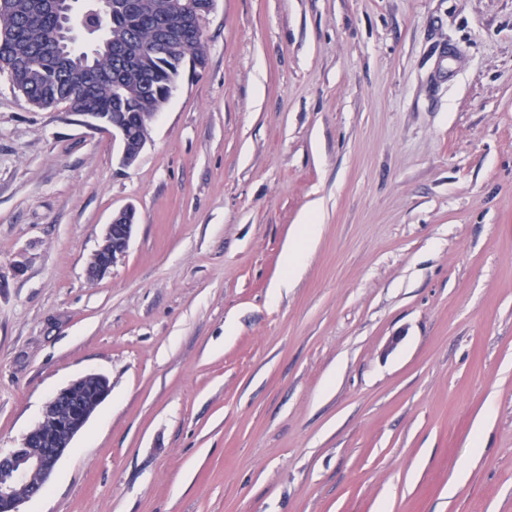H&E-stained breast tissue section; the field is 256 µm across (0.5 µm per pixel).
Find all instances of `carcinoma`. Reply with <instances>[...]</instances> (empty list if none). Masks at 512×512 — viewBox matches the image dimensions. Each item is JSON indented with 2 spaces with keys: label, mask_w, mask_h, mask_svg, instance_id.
I'll list each match as a JSON object with an SVG mask.
<instances>
[{
  "label": "carcinoma",
  "mask_w": 512,
  "mask_h": 512,
  "mask_svg": "<svg viewBox=\"0 0 512 512\" xmlns=\"http://www.w3.org/2000/svg\"><path fill=\"white\" fill-rule=\"evenodd\" d=\"M122 12L103 16L84 5L81 30L85 52L69 54L58 39L59 16L39 0H11L0 11V33L15 40L0 47V57L15 56L12 80L30 100H68L80 112H160L168 85L181 75L188 55L205 56L202 30L178 34L164 18L181 0H125ZM75 72L94 74L75 88Z\"/></svg>",
  "instance_id": "1"
}]
</instances>
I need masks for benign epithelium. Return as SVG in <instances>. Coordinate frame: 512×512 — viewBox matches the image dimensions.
Returning a JSON list of instances; mask_svg holds the SVG:
<instances>
[{
    "instance_id": "7a95c632",
    "label": "benign epithelium",
    "mask_w": 512,
    "mask_h": 512,
    "mask_svg": "<svg viewBox=\"0 0 512 512\" xmlns=\"http://www.w3.org/2000/svg\"><path fill=\"white\" fill-rule=\"evenodd\" d=\"M217 0H185L180 29L201 25ZM79 116L96 128H112L119 139L121 163L133 165L143 151L147 137L132 124L133 113L116 112L111 122L98 112H81ZM135 226V211L126 208L112 216L99 248L87 268L92 280L103 278L127 250ZM111 392L109 380L89 374L73 380L47 401L41 420L22 438L18 447L0 454V512H21L20 506L41 494L73 439L84 428L97 407Z\"/></svg>"
}]
</instances>
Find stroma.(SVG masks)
I'll return each mask as SVG.
<instances>
[{
	"label": "stroma",
	"mask_w": 512,
	"mask_h": 512,
	"mask_svg": "<svg viewBox=\"0 0 512 512\" xmlns=\"http://www.w3.org/2000/svg\"><path fill=\"white\" fill-rule=\"evenodd\" d=\"M201 27L129 167L0 73V451L112 385L23 512H512V0H218ZM134 226L135 211L132 208H126L112 216V222L107 224L102 242L89 262L87 275L90 279H102L126 252ZM316 217L307 219L306 224H302L299 236L296 242L289 246L288 251L283 256V266L285 277L277 286V288H287L305 268L310 259V245L314 242L318 233V225Z\"/></svg>",
	"instance_id": "35a3bbf8"
}]
</instances>
